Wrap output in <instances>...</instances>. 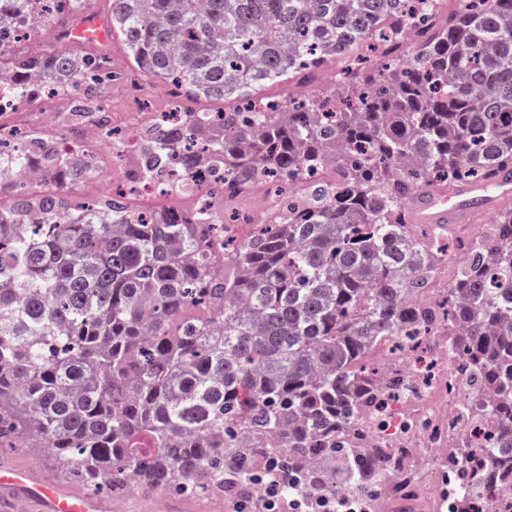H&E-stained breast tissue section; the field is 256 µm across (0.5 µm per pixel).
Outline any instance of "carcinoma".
<instances>
[{
  "mask_svg": "<svg viewBox=\"0 0 512 512\" xmlns=\"http://www.w3.org/2000/svg\"><path fill=\"white\" fill-rule=\"evenodd\" d=\"M85 0H0V74L52 73L70 114L96 112L106 58L19 54L15 34L76 16ZM415 0H112L111 30L143 72L195 97L247 98L147 131L141 176L192 192L202 162L239 193L303 185L287 214L238 240L214 213L140 211L65 188L92 160L37 133L10 165L38 162L55 188L0 204V448H43L96 491L129 482L171 496L224 491L273 458L305 495L355 494L376 512L384 464L408 497L414 424L387 432L410 383L390 339L448 330L462 373L457 424L434 431L461 467L447 491L512 512V209L461 244L444 297L452 224L420 238L422 192L512 172V0H456L442 27L388 63L303 101L252 110L253 91L357 50Z\"/></svg>",
  "mask_w": 512,
  "mask_h": 512,
  "instance_id": "1",
  "label": "carcinoma"
}]
</instances>
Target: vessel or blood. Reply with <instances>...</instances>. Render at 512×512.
Listing matches in <instances>:
<instances>
[{
  "label": "vessel or blood",
  "instance_id": "b4317fda",
  "mask_svg": "<svg viewBox=\"0 0 512 512\" xmlns=\"http://www.w3.org/2000/svg\"><path fill=\"white\" fill-rule=\"evenodd\" d=\"M73 34L85 41H102L108 36V23L99 15L89 14ZM509 196H512V180L502 178L491 185L476 184L456 193L435 190L418 200L412 217L421 224H442L469 213L473 203L488 206L496 199ZM111 509L108 500L58 485L31 470H0V512H111Z\"/></svg>",
  "mask_w": 512,
  "mask_h": 512
}]
</instances>
